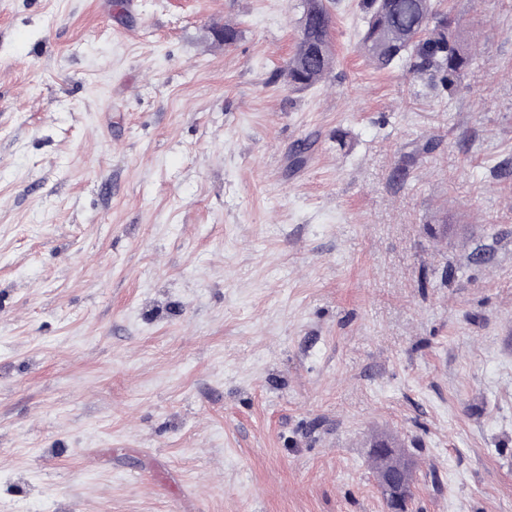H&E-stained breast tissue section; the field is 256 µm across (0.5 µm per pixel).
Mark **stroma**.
<instances>
[{"label": "stroma", "mask_w": 512, "mask_h": 512, "mask_svg": "<svg viewBox=\"0 0 512 512\" xmlns=\"http://www.w3.org/2000/svg\"><path fill=\"white\" fill-rule=\"evenodd\" d=\"M325 2L0 0V512H512V0L451 97ZM300 2V36L283 72L289 86L309 89L323 82L334 65L332 17L322 0ZM382 482L381 479H379L380 487L386 498L388 499L391 495L393 496L394 508H392L391 511L405 512L407 509L408 501V487H406L402 492H400L398 479L393 474L389 475V477L384 479Z\"/></svg>", "instance_id": "obj_1"}]
</instances>
